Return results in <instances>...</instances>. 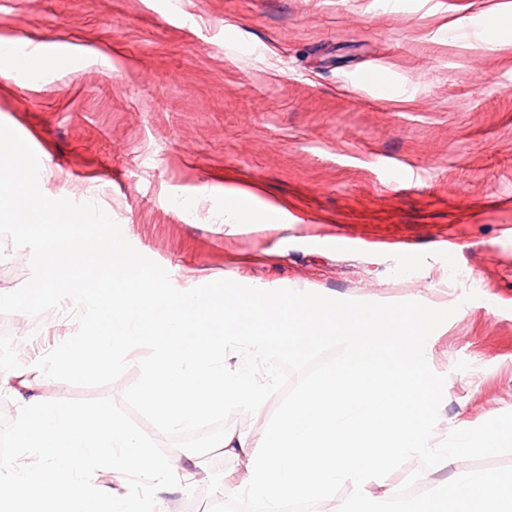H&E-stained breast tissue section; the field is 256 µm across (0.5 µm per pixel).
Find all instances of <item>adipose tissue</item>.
<instances>
[{"label": "adipose tissue", "mask_w": 512, "mask_h": 512, "mask_svg": "<svg viewBox=\"0 0 512 512\" xmlns=\"http://www.w3.org/2000/svg\"><path fill=\"white\" fill-rule=\"evenodd\" d=\"M15 443L34 449L39 460L0 464V507L25 501L37 505V512H49L52 503L60 504L61 512H163L165 494L196 475L190 454L159 462L152 447L117 417L103 411L77 414L38 392L19 406ZM100 467L143 474L149 493L115 499L95 479Z\"/></svg>", "instance_id": "ef3b65f1"}]
</instances>
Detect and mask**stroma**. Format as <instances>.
I'll return each instance as SVG.
<instances>
[{
  "label": "stroma",
  "instance_id": "35a3bbf8",
  "mask_svg": "<svg viewBox=\"0 0 512 512\" xmlns=\"http://www.w3.org/2000/svg\"><path fill=\"white\" fill-rule=\"evenodd\" d=\"M499 13L512 0H0V42L42 49L32 75L0 80V123L39 147L46 196L100 206L180 287L455 307L428 364L446 377L442 427L472 428L512 412V24L492 43L476 24ZM372 68L385 84L362 83ZM228 193L276 223L226 220ZM29 260L0 242V291L30 278ZM10 319L33 361L77 330ZM146 354L109 386L35 388L117 399ZM196 463L205 477L166 512L222 498L240 469L221 453ZM479 467L412 459L371 491Z\"/></svg>",
  "mask_w": 512,
  "mask_h": 512
}]
</instances>
